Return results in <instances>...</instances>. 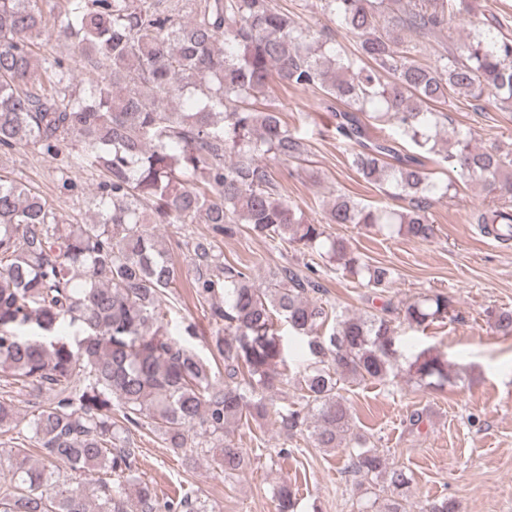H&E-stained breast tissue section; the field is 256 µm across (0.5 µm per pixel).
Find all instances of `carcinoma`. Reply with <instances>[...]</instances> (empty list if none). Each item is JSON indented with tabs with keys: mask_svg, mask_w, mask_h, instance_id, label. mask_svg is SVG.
I'll return each mask as SVG.
<instances>
[{
	"mask_svg": "<svg viewBox=\"0 0 512 512\" xmlns=\"http://www.w3.org/2000/svg\"><path fill=\"white\" fill-rule=\"evenodd\" d=\"M40 0H0V151L31 145L67 168L98 170L97 219L72 224L38 193L0 178V373L53 401L32 412L27 430L42 451L0 458L12 470L0 486V512H205L187 494L160 502L133 474L136 451L120 434L145 423L176 452L202 446L231 475L244 463L230 426L277 427L318 448H349L359 512H375L373 485L397 492L384 512H410L411 477L391 467L354 431L341 394L349 381L385 383L400 372L420 386L452 383L448 361L424 348L399 364L391 315L424 330L448 317L453 300L434 293L401 308L345 316L317 297L312 274L326 262L373 293L391 287L395 271L368 261L329 224L388 229L428 241L432 203L455 188L402 155L396 139L379 140L371 126L440 156L448 170L480 182L497 199L512 195V153L472 144L469 132L443 138L447 115L433 103L487 97L512 108V39L492 32L496 17L474 25L468 42L428 66L410 58L405 36L438 38L449 21L473 10L470 0H321V10L356 38L347 52L331 30L297 25L271 0H66L44 15ZM72 42L87 66L102 73L89 87L73 82L59 58L38 66L33 47L48 35ZM277 75L290 86L318 88L336 102V133L356 145L351 164L365 181L408 200L403 210L374 208L338 193L321 220L308 221L282 197L264 159L300 158L304 144L269 100ZM186 96L185 111L169 102ZM265 101V110L254 108ZM472 223L498 241H512V207L488 206ZM155 224H208L213 236L242 229L276 246L299 247L308 273L283 266L262 285L248 269L224 262L213 242L193 243L191 288L224 325L211 362L167 337L163 302L182 272L161 247ZM309 337L310 362L290 377L274 319ZM335 322L324 337L318 329ZM512 336V310L491 314ZM294 380L296 398L276 405L279 387ZM119 413L122 424L112 420ZM17 406L0 396V428ZM101 472L88 488L59 479L61 470ZM297 491L277 489L278 512H294ZM419 512H457L455 501L432 499Z\"/></svg>",
	"mask_w": 512,
	"mask_h": 512,
	"instance_id": "1",
	"label": "carcinoma"
}]
</instances>
